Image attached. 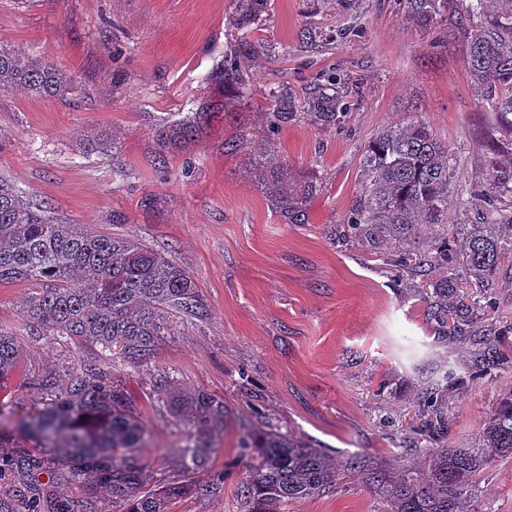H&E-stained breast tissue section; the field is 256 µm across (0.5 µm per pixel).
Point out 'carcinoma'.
<instances>
[{
    "label": "carcinoma",
    "instance_id": "carcinoma-1",
    "mask_svg": "<svg viewBox=\"0 0 512 512\" xmlns=\"http://www.w3.org/2000/svg\"><path fill=\"white\" fill-rule=\"evenodd\" d=\"M232 3L229 25L242 38L207 74L210 99L158 132L156 163L168 169L167 155L188 149L214 121L226 120L234 132L224 139V153L248 152L247 167L282 223L306 224L322 182L288 166L276 152V137L290 122L331 128L343 121L346 106L336 95V73L323 75V87L299 105L287 91L269 89L273 111L267 113L264 133L255 135L237 122L253 82L243 56L260 54L265 45L244 35L259 30L271 0ZM450 12L457 14L463 56L487 114L480 177L469 197L454 194L457 158L411 112L369 143L364 191L342 233L380 246L408 242L419 224L448 223L450 206L465 212L476 208L478 223L468 225L460 243L442 233L395 252L390 262L398 276L432 288L425 297V321L438 335L475 346L467 370L478 380L512 372V326L485 322L494 308L489 287L503 264L512 261V0H404L406 22L420 29L434 27ZM19 89L38 98L80 92L52 64L0 46V94ZM14 282L34 285L22 300L34 330L80 347L116 351L134 366L154 361L159 342L174 333L176 323L200 320L205 313L198 285L171 252L131 235L69 224L0 175V285ZM21 357L19 338L0 329V388L17 373ZM454 380L448 365L422 392L418 416L431 442L448 429L446 397ZM30 385L42 398L40 406L18 421V433L0 430V448L13 449L0 453V512H97L103 495L120 512H170L174 501L208 497L224 482L220 475L210 481L153 480L140 456L148 430L110 364L80 363L41 374ZM155 388L195 428L178 462L189 472L208 469L217 431L224 427V398L204 390L173 393L162 377ZM243 448L252 450L240 484L249 512H279L277 505L313 497L352 468L363 471L388 512H468L476 477L496 457L512 455V390L498 398L474 444L429 451L424 479L393 477L361 457L340 464L309 443L275 433L248 430ZM62 482L82 487L84 495L56 496L54 487Z\"/></svg>",
    "mask_w": 512,
    "mask_h": 512
}]
</instances>
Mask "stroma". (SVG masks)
<instances>
[{
	"label": "stroma",
	"instance_id": "obj_1",
	"mask_svg": "<svg viewBox=\"0 0 512 512\" xmlns=\"http://www.w3.org/2000/svg\"><path fill=\"white\" fill-rule=\"evenodd\" d=\"M271 2L243 112L253 132L265 125L271 88L286 84L305 95L332 70L359 82L336 88L350 105L342 127L291 123L279 136L289 166L323 181L306 224L281 223L242 156L225 154L232 130L223 124L171 155L167 172L154 166L157 130L196 108L224 56L231 0H0V46L53 63L82 89L66 99L0 95V175L65 221L172 251L206 305L203 319L163 339L151 364L112 360L150 432L141 457L168 481L186 477L168 462L189 427L158 400L157 375L170 389H204L228 405L212 468L199 474H223V485L207 498L174 501L170 512H248L238 493L243 428L292 436L339 461L360 454L394 475L419 472L427 443L415 433L416 401L427 369H456L450 445L471 444L498 396L512 389V373L471 380L472 345L426 325L420 289L395 280L371 242L337 235L363 193L369 142L408 111L419 110L454 151L460 187L473 182L485 146L483 111L451 26L431 33L406 24L401 0ZM351 25L363 27L362 37L342 35ZM307 27L322 32L320 45L303 42ZM98 136L107 149L91 148ZM148 194L158 200L151 210L141 205ZM116 213L127 223H113ZM28 292L24 284L0 286V328L16 333L25 350L17 377L0 390V429L15 428L36 402L31 378L101 357L31 331L21 305ZM469 506L512 512V456L478 476ZM384 510L353 474L281 508Z\"/></svg>",
	"mask_w": 512,
	"mask_h": 512
}]
</instances>
